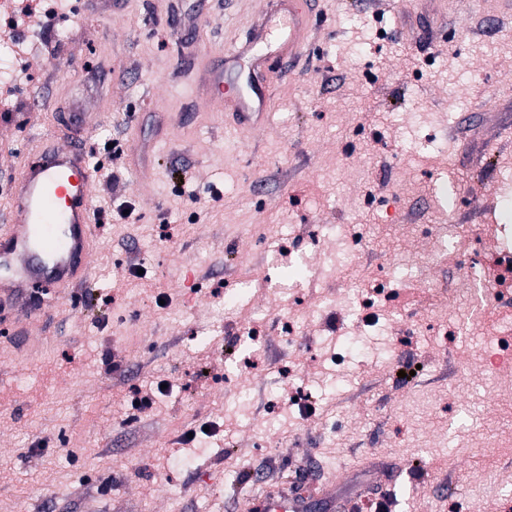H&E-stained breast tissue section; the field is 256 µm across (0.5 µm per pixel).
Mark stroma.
Segmentation results:
<instances>
[{
  "label": "stroma",
  "mask_w": 512,
  "mask_h": 512,
  "mask_svg": "<svg viewBox=\"0 0 512 512\" xmlns=\"http://www.w3.org/2000/svg\"><path fill=\"white\" fill-rule=\"evenodd\" d=\"M399 6L311 0L250 132L196 86L267 0H64L33 33L0 201L80 112L99 234L88 307L44 292L48 318L13 313L29 348L0 342V512H244L251 469L369 481L383 512H512V358L490 363L512 291L479 308L461 279L512 264V10ZM281 252L314 271L296 290Z\"/></svg>",
  "instance_id": "35a3bbf8"
}]
</instances>
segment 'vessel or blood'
<instances>
[{
  "label": "vessel or blood",
  "mask_w": 512,
  "mask_h": 512,
  "mask_svg": "<svg viewBox=\"0 0 512 512\" xmlns=\"http://www.w3.org/2000/svg\"><path fill=\"white\" fill-rule=\"evenodd\" d=\"M309 17L300 0H288L278 17L273 36L275 49L288 60L306 52ZM228 62L237 64L244 90L225 91L223 71L205 70L200 88L218 109L233 118L242 131L263 126L272 106L271 66L265 54L245 55L238 46L226 48ZM76 141L50 142L36 160L27 162L13 181L9 218L0 227V264L17 265L13 288L0 293V310L25 306L30 312L44 303L32 292L34 286L70 288L83 281L89 268L96 226L91 187L94 170L85 142L97 125L75 121ZM364 493H337L335 482L315 484L306 491L281 484L267 486L247 497V512H358Z\"/></svg>",
  "instance_id": "vessel-or-blood-1"
}]
</instances>
